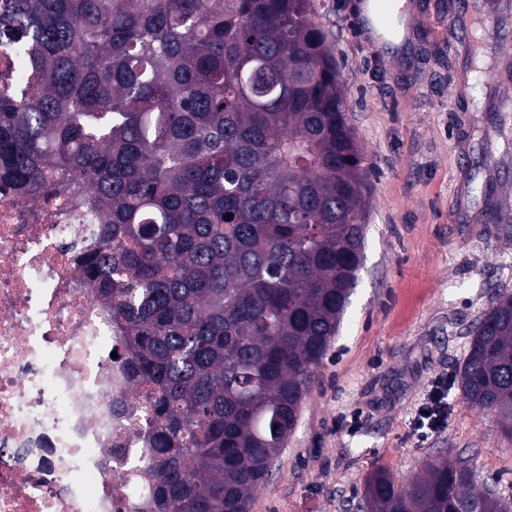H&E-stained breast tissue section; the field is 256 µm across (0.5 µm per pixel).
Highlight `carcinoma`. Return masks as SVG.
<instances>
[{
  "label": "carcinoma",
  "mask_w": 512,
  "mask_h": 512,
  "mask_svg": "<svg viewBox=\"0 0 512 512\" xmlns=\"http://www.w3.org/2000/svg\"><path fill=\"white\" fill-rule=\"evenodd\" d=\"M313 0H0V181L67 196L124 332L151 512H250L364 260L368 163ZM448 388L512 441V292ZM365 512H512L472 459Z\"/></svg>",
  "instance_id": "obj_1"
}]
</instances>
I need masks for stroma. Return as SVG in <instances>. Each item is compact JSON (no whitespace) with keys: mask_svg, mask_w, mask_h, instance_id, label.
I'll return each mask as SVG.
<instances>
[{"mask_svg":"<svg viewBox=\"0 0 512 512\" xmlns=\"http://www.w3.org/2000/svg\"><path fill=\"white\" fill-rule=\"evenodd\" d=\"M412 39L386 53L354 0H315L369 159L365 259L298 426L250 512H357L366 477L397 483L446 452L512 501V441L458 392L448 426L413 427L467 332L512 291V0H409Z\"/></svg>","mask_w":512,"mask_h":512,"instance_id":"stroma-1","label":"stroma"}]
</instances>
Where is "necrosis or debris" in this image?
I'll return each instance as SVG.
<instances>
[{"mask_svg": "<svg viewBox=\"0 0 512 512\" xmlns=\"http://www.w3.org/2000/svg\"><path fill=\"white\" fill-rule=\"evenodd\" d=\"M80 219L0 188V512H148L123 336L87 287Z\"/></svg>", "mask_w": 512, "mask_h": 512, "instance_id": "obj_1", "label": "necrosis or debris"}]
</instances>
